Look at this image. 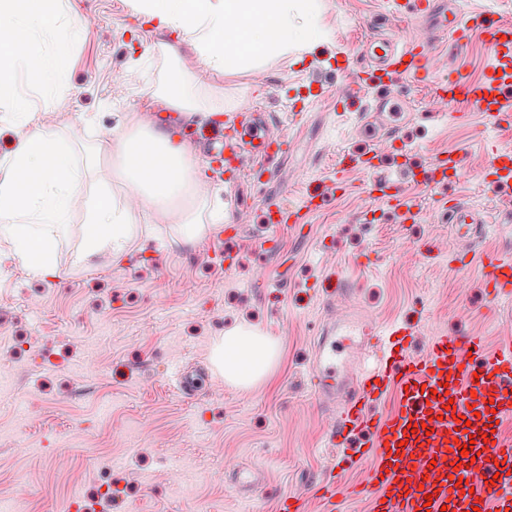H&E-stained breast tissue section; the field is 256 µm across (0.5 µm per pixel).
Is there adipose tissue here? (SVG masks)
Returning <instances> with one entry per match:
<instances>
[{"mask_svg":"<svg viewBox=\"0 0 512 512\" xmlns=\"http://www.w3.org/2000/svg\"><path fill=\"white\" fill-rule=\"evenodd\" d=\"M62 0H0V51L10 66L37 78L55 80L67 63L65 46L82 32V20L71 14L58 24ZM136 10L159 32L176 34L169 53L190 50L193 69L176 89L161 94L165 111L195 115V88L209 73L252 70L269 59L308 52L325 36L321 0H137ZM49 29L61 46L55 56L35 52V29ZM13 123L19 130L0 177V237L7 239L16 260L31 275L53 273V253L69 232L75 201L83 191L70 147L55 132L35 121L25 100H17ZM111 148L118 160L114 176L126 191L179 224L183 237L204 233L198 212L177 209L176 199L193 193L201 181L200 168L188 146L169 131L140 125L113 133ZM132 214L125 201L104 193L88 207L78 261L105 250L123 257L133 241ZM276 341L260 329L241 323L225 330L214 345L213 360L230 383L248 388L273 368Z\"/></svg>","mask_w":512,"mask_h":512,"instance_id":"1","label":"adipose tissue"}]
</instances>
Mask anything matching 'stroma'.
Masks as SVG:
<instances>
[{
	"mask_svg": "<svg viewBox=\"0 0 512 512\" xmlns=\"http://www.w3.org/2000/svg\"><path fill=\"white\" fill-rule=\"evenodd\" d=\"M83 20L55 86L40 85L25 69L12 71L14 97L26 99L34 118L67 141L86 195L72 214L74 231L55 249L56 272L30 278L0 240V340L36 341L37 357L18 355L0 376V497L25 500L30 512H65L73 497H93L101 483L115 491L107 512H277V496L302 490L307 473L327 471L335 458L345 464L336 478L363 483L371 465L363 448L325 445L330 417L313 403L309 376L315 339L327 318L333 285L350 288L357 312L378 321H408L420 334L414 348L425 355L430 328L466 330L495 351L511 333L502 313L480 308L485 295L479 263L458 267L462 246L439 204L464 199L490 218L512 216V180L487 188L493 152L512 147V126L492 128L467 105L456 118L433 105L426 89L401 94L407 110L399 138L359 127L356 116L371 111L382 92L354 80L370 23H385L392 39L423 36L422 21L402 16L385 22L390 0H323L325 21L335 37L318 42L301 57L276 58L260 71L209 75L202 92L205 109L231 116L251 102L278 117L277 133L291 149L281 161L280 182L263 185L252 176L229 184L210 181L208 203L242 214L233 237L223 225L193 239L175 225L138 207L137 232L127 254L103 251L76 262L86 200L101 185L123 196L114 181L110 137L129 114H164L157 96L170 78L191 63L190 52L162 51L170 34L148 32L130 0H68ZM434 77L460 72L478 81L491 51L479 32L464 46L433 38ZM348 54L343 71L333 58ZM141 69L143 79L131 78ZM352 84L350 109H336V88ZM426 165L448 154L466 159L463 174L445 184L410 188L419 211L404 222L397 209L370 201L376 174L406 180L402 148ZM375 150L379 171L361 167L342 173L346 192L332 194L310 213L304 235L280 227L277 248L267 254L269 234L261 199L277 193L298 201L311 181L328 184L343 154ZM234 252L233 265L213 259ZM287 280L288 292L277 283ZM250 323L279 344L270 373L244 389L216 384L183 398L172 386L179 365L202 366L226 328ZM25 441L16 449V441ZM71 452L60 465L55 449ZM137 459V478L128 481L120 460ZM262 474L268 491L249 503L235 488L230 468Z\"/></svg>",
	"mask_w": 512,
	"mask_h": 512,
	"instance_id": "stroma-1",
	"label": "stroma"
}]
</instances>
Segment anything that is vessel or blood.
Listing matches in <instances>:
<instances>
[{"label":"vessel or blood","instance_id":"1","mask_svg":"<svg viewBox=\"0 0 512 512\" xmlns=\"http://www.w3.org/2000/svg\"><path fill=\"white\" fill-rule=\"evenodd\" d=\"M405 13L430 19L432 35L459 42L468 31L481 27L494 54V64L484 82L470 83L458 73L443 80L430 79L428 42L412 39L394 42L371 38L362 47L366 63L358 69L359 81L379 86L432 85V99L445 108L468 104L499 125L512 120V107L500 97L503 76L512 72V23L487 11L473 18L448 6L446 0H405ZM250 121L175 123L183 139L202 147L224 167L227 181L244 171L247 160L255 170L277 177L276 166L286 154L285 138L267 133L273 113L259 105L249 108ZM401 164L410 183L433 186L451 181L464 169L462 157L451 155L418 166L409 153ZM494 182L512 179V150L498 151L491 161ZM407 183V184H410ZM407 184L377 177L370 184L379 202L401 211L404 219L417 213ZM327 193L324 186L309 189L293 204L279 197L262 200L264 223L300 227L305 217L320 210ZM448 222L457 239L470 243L485 228L512 231V224L491 223L467 203L453 201ZM486 303L512 311V255L482 258ZM415 327H384L374 319L343 317L330 323L320 342L313 366L316 400L334 416L327 433L329 446L340 448L354 435H362L372 464L365 485L342 483L330 477L309 479L304 491L281 494L277 512H306L307 496H315L324 512L336 504L372 495V512H512V441L492 431L491 420L512 415V336L500 349L486 352L479 337L466 333L431 332L429 353L410 356ZM357 353L363 363L348 377L342 353ZM211 378L209 368H175L171 380L183 396H196ZM399 389L400 401L388 415L376 406L390 389Z\"/></svg>","mask_w":512,"mask_h":512}]
</instances>
